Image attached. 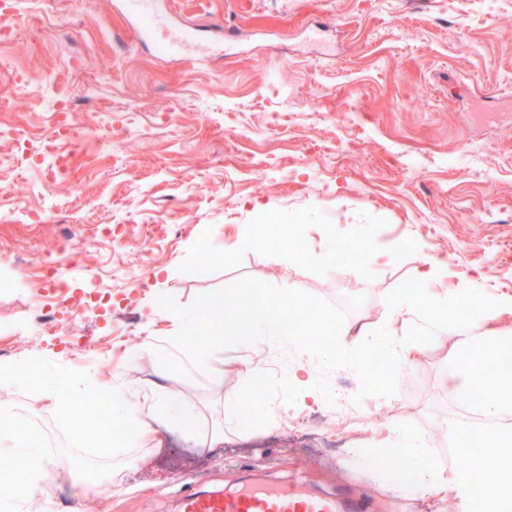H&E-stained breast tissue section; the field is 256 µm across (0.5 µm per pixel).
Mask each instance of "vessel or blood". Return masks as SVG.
<instances>
[{
    "instance_id": "b4317fda",
    "label": "vessel or blood",
    "mask_w": 512,
    "mask_h": 512,
    "mask_svg": "<svg viewBox=\"0 0 512 512\" xmlns=\"http://www.w3.org/2000/svg\"><path fill=\"white\" fill-rule=\"evenodd\" d=\"M117 7L139 40L162 57H189L212 48L205 30L173 26L161 0H118ZM175 505L176 512H369L371 502L247 478L231 490L179 488Z\"/></svg>"
}]
</instances>
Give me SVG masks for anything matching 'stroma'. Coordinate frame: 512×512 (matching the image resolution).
I'll return each mask as SVG.
<instances>
[{
    "instance_id": "1",
    "label": "stroma",
    "mask_w": 512,
    "mask_h": 512,
    "mask_svg": "<svg viewBox=\"0 0 512 512\" xmlns=\"http://www.w3.org/2000/svg\"><path fill=\"white\" fill-rule=\"evenodd\" d=\"M181 25L223 19L237 51L202 61L165 59L141 44L113 0H38L23 11L11 43L0 45V124L52 133L54 119L21 93L89 87L76 105L74 156L56 181L37 169L1 177L19 192L0 207V276L37 288L36 267L69 238L79 264L59 260L76 294L111 289L112 308L81 320L41 324L32 305L0 290V334L13 344L0 362L39 352L70 363L63 342L108 339L91 369L98 381L121 374L135 393L157 382L197 415L200 435L217 424L224 442L193 446L160 429L142 442L136 468H123L108 493L64 459L55 398L0 385V417L30 419L49 446L45 490L24 512H174V487L206 481L231 487L245 467L270 480L322 493L376 491L374 512H457L443 492L413 493L358 461V448L417 440L429 463L456 473L449 414L459 413L449 337L411 347L391 397L368 431L344 427L327 405L303 394L287 402L289 368L353 397L357 374L321 372L300 351L242 344L219 350L210 366L169 353L173 321L158 303L190 306L205 292L243 278L298 289L341 306L347 322L401 331L385 298L429 264L439 294L474 288L512 298V122L474 123L471 113H503L512 98V0H167ZM318 27L331 56L305 42ZM94 127V137L84 135ZM51 200L73 224H23L14 213ZM306 213L298 261L282 244L238 245L257 214ZM350 238L353 250L338 244ZM212 259L199 260L200 245ZM276 355L267 398L254 419L228 422L224 401L240 395L253 362Z\"/></svg>"
}]
</instances>
